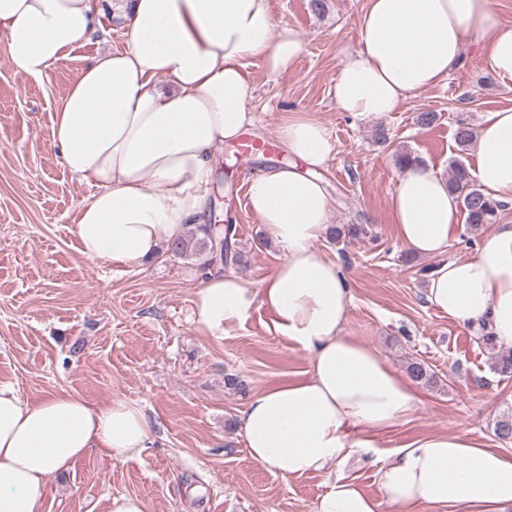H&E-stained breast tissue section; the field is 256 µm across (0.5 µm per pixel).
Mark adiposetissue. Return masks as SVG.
Returning a JSON list of instances; mask_svg holds the SVG:
<instances>
[{
	"mask_svg": "<svg viewBox=\"0 0 512 512\" xmlns=\"http://www.w3.org/2000/svg\"><path fill=\"white\" fill-rule=\"evenodd\" d=\"M121 17L123 48L92 57L57 108L52 140L64 167L92 192L71 229L80 253L116 269H139L163 245L201 223L217 157L253 126L247 59L287 72L305 44L279 22L271 0H0V34L13 65L41 78L105 12ZM486 44L493 72L512 81V26L494 0H365L357 49L336 75L337 107L358 116L398 111L436 86L470 46ZM285 164L248 182L251 212L283 259L258 287L233 274H201L194 317L220 341L257 307L306 351L307 375L257 392L239 414L250 457L284 478L323 470L410 418L416 383L344 331L352 304L341 265L318 243L329 200L317 175L334 144L305 112L278 131ZM471 171L485 195L512 201V107L486 113ZM401 245L435 259L425 300L464 327L489 324L512 348V224L496 225L468 257L447 259L460 202L430 165L404 166L389 200ZM152 438L137 404L96 407L80 396L23 401L0 384V512H43L46 477L91 449L122 459ZM379 496L339 479L315 512H512V454L458 431L413 439L379 471Z\"/></svg>",
	"mask_w": 512,
	"mask_h": 512,
	"instance_id": "ef3b65f1",
	"label": "adipose tissue"
}]
</instances>
